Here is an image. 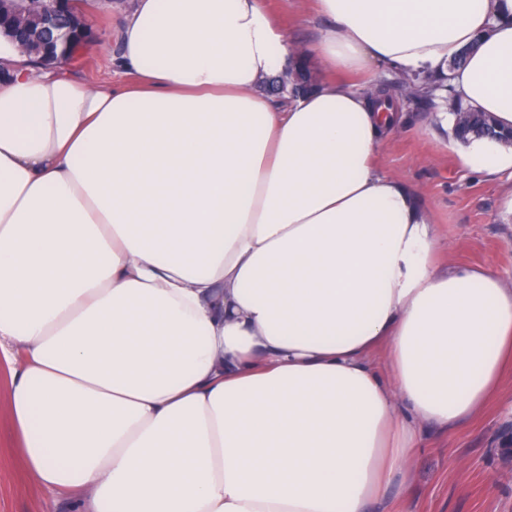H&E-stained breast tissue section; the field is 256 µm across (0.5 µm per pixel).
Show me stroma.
Listing matches in <instances>:
<instances>
[{"label": "stroma", "instance_id": "35a3bbf8", "mask_svg": "<svg viewBox=\"0 0 512 512\" xmlns=\"http://www.w3.org/2000/svg\"><path fill=\"white\" fill-rule=\"evenodd\" d=\"M269 8L301 40L323 26L315 0H268ZM114 53L82 46L68 67L91 82H120ZM448 98L403 107L400 127L380 159L387 174L412 184L448 238L442 262L486 265L512 282V213L504 204L506 182L464 171L450 133L438 115ZM9 372L0 363V512H70V497L37 486L29 477L6 407ZM409 512H512V373L500 391L465 425L429 431L415 449Z\"/></svg>", "mask_w": 512, "mask_h": 512}]
</instances>
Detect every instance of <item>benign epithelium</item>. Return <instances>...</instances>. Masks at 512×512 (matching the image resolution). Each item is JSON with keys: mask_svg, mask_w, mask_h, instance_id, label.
Wrapping results in <instances>:
<instances>
[{"mask_svg": "<svg viewBox=\"0 0 512 512\" xmlns=\"http://www.w3.org/2000/svg\"><path fill=\"white\" fill-rule=\"evenodd\" d=\"M71 0H0V41L35 64L59 65L78 45L82 20L62 4Z\"/></svg>", "mask_w": 512, "mask_h": 512, "instance_id": "obj_1", "label": "benign epithelium"}]
</instances>
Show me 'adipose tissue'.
I'll return each mask as SVG.
<instances>
[{"instance_id":"1","label":"adipose tissue","mask_w":512,"mask_h":512,"mask_svg":"<svg viewBox=\"0 0 512 512\" xmlns=\"http://www.w3.org/2000/svg\"><path fill=\"white\" fill-rule=\"evenodd\" d=\"M316 4L301 44L266 0H135L120 85L8 55L0 357L28 474L75 512L405 502L426 430L512 368V286L437 264L446 239L380 169L396 112L344 79L434 74L510 127L512 0ZM312 59L314 90L260 92ZM453 149L512 182V145Z\"/></svg>"}]
</instances>
